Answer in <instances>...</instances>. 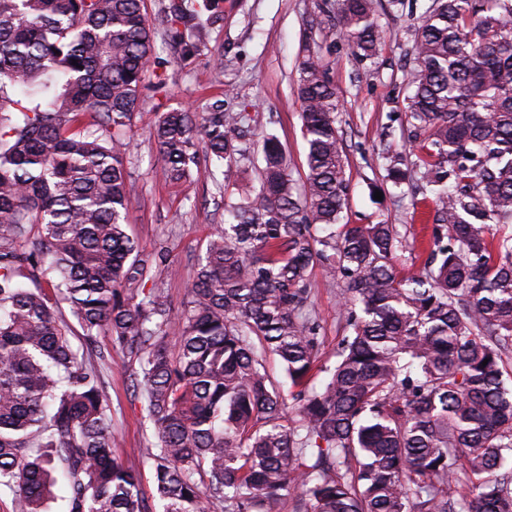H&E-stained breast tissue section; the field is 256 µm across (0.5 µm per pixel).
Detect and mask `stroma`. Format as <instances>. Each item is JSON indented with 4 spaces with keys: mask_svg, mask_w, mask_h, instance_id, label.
Listing matches in <instances>:
<instances>
[{
    "mask_svg": "<svg viewBox=\"0 0 512 512\" xmlns=\"http://www.w3.org/2000/svg\"><path fill=\"white\" fill-rule=\"evenodd\" d=\"M431 0H405L393 5L378 0L377 20L384 40L370 59L358 57L337 20L325 19L316 0H222V15L211 28L205 47L182 55L168 35L165 21L169 0H145L149 24L156 28L155 51L130 135L133 147L126 159L131 180L127 232L143 257L155 259L160 249L169 258L154 266L153 282L180 307L192 283L196 265L215 227L227 220L225 207L237 202V190L256 181L247 160L259 151L264 134L277 136L296 182H303L307 145L297 96L298 65L305 51L317 52L328 66V77L340 100L337 126L342 135L350 195L344 212L352 224L396 225L402 248L395 271L406 277L419 273L427 256L433 224L417 206L413 182L393 185L387 180L390 157H409L405 119L409 87L405 74L413 62L412 44ZM164 89H156L157 78ZM225 111L246 118L240 143L246 156L239 163L214 165L201 159V177L172 184L161 175L163 161L152 131L157 113L176 108L203 112L215 101ZM315 289L309 310L317 323L320 364L336 360V344L344 333L340 280L314 268ZM98 369L109 404V423L119 443L113 453L141 474L140 492L151 512L160 503L154 483L152 426L142 407L133 377L134 364L113 351L109 364L99 362L97 348L110 345L107 334L87 344L80 332L70 337Z\"/></svg>",
    "mask_w": 512,
    "mask_h": 512,
    "instance_id": "35a3bbf8",
    "label": "stroma"
}]
</instances>
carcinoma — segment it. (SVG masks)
Here are the masks:
<instances>
[{"label": "carcinoma", "instance_id": "1", "mask_svg": "<svg viewBox=\"0 0 512 512\" xmlns=\"http://www.w3.org/2000/svg\"><path fill=\"white\" fill-rule=\"evenodd\" d=\"M169 13L184 55L220 18L215 0ZM338 23L376 54V0H341ZM153 44L143 0H0V487L21 512H50L61 476L67 512H149L139 471L112 454L107 397L63 299L87 341L105 332L139 366L161 512H282L291 495L295 512H512V233L493 232L512 224V0H433L415 30L409 139L435 204L418 275L395 272V225L340 224L339 104L310 52L303 190L264 137L258 184L215 228L177 310L144 291L151 264L125 233L127 127ZM241 122L219 104L160 113L163 178L200 175L201 147L232 161ZM317 266L342 279L345 334L315 387Z\"/></svg>", "mask_w": 512, "mask_h": 512}]
</instances>
